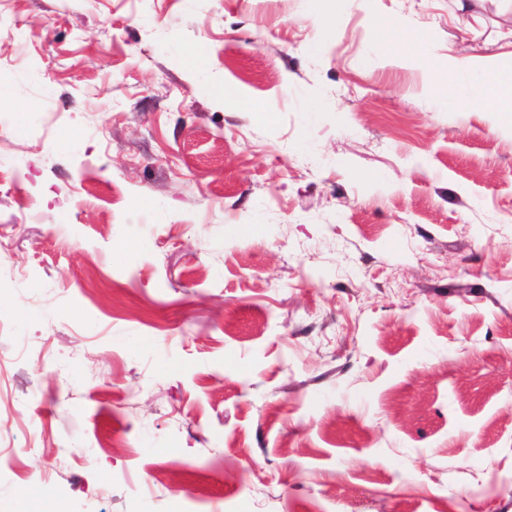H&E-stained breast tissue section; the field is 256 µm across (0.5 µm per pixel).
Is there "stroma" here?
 I'll use <instances>...</instances> for the list:
<instances>
[{
	"instance_id": "35a3bbf8",
	"label": "stroma",
	"mask_w": 512,
	"mask_h": 512,
	"mask_svg": "<svg viewBox=\"0 0 512 512\" xmlns=\"http://www.w3.org/2000/svg\"><path fill=\"white\" fill-rule=\"evenodd\" d=\"M511 40L512 0H0V512H512V118L429 81Z\"/></svg>"
}]
</instances>
